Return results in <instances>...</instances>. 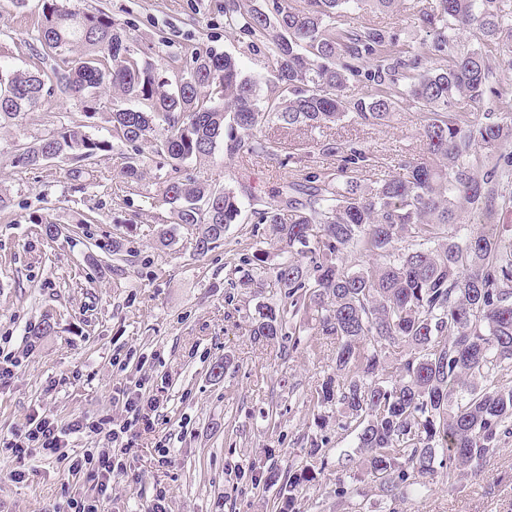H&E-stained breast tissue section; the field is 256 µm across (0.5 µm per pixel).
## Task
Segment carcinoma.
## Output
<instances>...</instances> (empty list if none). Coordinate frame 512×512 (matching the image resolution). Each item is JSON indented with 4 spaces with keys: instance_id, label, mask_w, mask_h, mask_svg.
<instances>
[{
    "instance_id": "obj_1",
    "label": "carcinoma",
    "mask_w": 512,
    "mask_h": 512,
    "mask_svg": "<svg viewBox=\"0 0 512 512\" xmlns=\"http://www.w3.org/2000/svg\"><path fill=\"white\" fill-rule=\"evenodd\" d=\"M395 2L224 0L225 27L271 51L265 94L234 57L208 46L172 58L173 78H163L111 16L41 0L36 41L68 55L66 66L49 75L0 70V122L21 119L56 90L86 104L92 118L97 90L109 82L112 141L63 127L24 147L18 161L88 162L115 141L131 149L124 174L138 181L145 168L139 143L152 142L169 167L159 203L191 231L203 256L240 222L243 202L230 189L181 178L182 163L212 156L223 136L231 157L272 156L276 142L261 133L270 125L316 129L348 117L381 126L405 101L422 107L421 161L366 185L350 175L365 161L352 147L335 176L311 175L307 184L289 186L284 203L251 209L257 223L269 225L281 255L271 287L284 304L263 306L250 337L295 350L303 336L335 337L336 375L322 381L313 408L336 405L346 418L339 428L356 433L366 474L392 503L403 504L440 469L453 487L459 472L480 466L512 434V381H501L512 372V224L464 222L469 210L492 215L512 203V153L492 165L479 153L512 139V112L482 122L457 111L462 102L480 104L493 87L482 49L448 55L460 27L474 28L483 42L496 38L507 24L496 0H438L436 11L423 14L433 63L425 71L395 33L352 21ZM352 80L374 93L346 101ZM406 238L409 244L397 247ZM351 251L377 266L347 267ZM328 455L312 438L288 472H258L263 484L288 488L279 512H294L297 495L315 486Z\"/></svg>"
}]
</instances>
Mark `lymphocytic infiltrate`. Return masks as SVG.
I'll list each match as a JSON object with an SVG mask.
<instances>
[{
	"instance_id": "obj_1",
	"label": "lymphocytic infiltrate",
	"mask_w": 512,
	"mask_h": 512,
	"mask_svg": "<svg viewBox=\"0 0 512 512\" xmlns=\"http://www.w3.org/2000/svg\"><path fill=\"white\" fill-rule=\"evenodd\" d=\"M124 407L132 420L117 429L105 416L95 421L77 416L61 425L48 415H32L15 432L13 439L6 443L5 450L10 457L20 461L35 451L59 460H69L70 472L84 474L92 483L93 493L87 497L69 499L66 512H99L113 478L127 470L125 457L136 440L133 426L151 429L153 421L150 413L156 410L157 405L154 399L134 391L127 393ZM74 434L85 435L91 446L73 457L69 454V438ZM101 437L108 440V447H97L96 442Z\"/></svg>"
}]
</instances>
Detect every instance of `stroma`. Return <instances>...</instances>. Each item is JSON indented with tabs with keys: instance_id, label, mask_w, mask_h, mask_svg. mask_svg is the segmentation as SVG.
<instances>
[{
	"instance_id": "stroma-1",
	"label": "stroma",
	"mask_w": 512,
	"mask_h": 512,
	"mask_svg": "<svg viewBox=\"0 0 512 512\" xmlns=\"http://www.w3.org/2000/svg\"><path fill=\"white\" fill-rule=\"evenodd\" d=\"M81 10H101L130 29L135 46L158 70L189 46L205 45L235 57L244 75L270 77L267 48L224 26V0H71ZM436 0H397L393 9L360 14L361 24L400 33L413 53L425 54L422 14ZM41 20L39 0H0V69L48 72L60 57L40 56L32 44ZM512 44L503 28L486 48L491 84L506 95H486L476 113L512 106V69L500 44ZM112 90L102 85L95 117L77 100L54 94L25 113L18 124L0 127V353L20 364L0 389V439L34 412L67 424L76 416L128 418L121 399L136 389L157 399L152 431L142 433L127 459L128 473L112 482L102 512H145L156 488L168 491V512H273L279 486H255L252 465L286 469L304 455L307 435L327 439L331 449L318 477L320 493L298 498L296 512H389L378 483L357 473L355 493L336 496L338 456L354 451L356 438L336 423L319 425L310 400L335 367L336 342L309 336L296 351L252 342L249 329L260 305L279 300L273 288L244 285L238 266L244 255L265 252L279 261L269 227L244 222L224 234L206 256L195 252L190 231L176 230L170 246L157 242L172 226L158 198L165 169L148 165L142 180L128 182L121 148L99 153L71 179L66 165L39 168L18 161L21 147L65 126H83L97 140H111L106 121ZM422 112L405 102L386 126L343 120L310 132L279 130L276 155L227 156L187 161L182 176L234 190L242 200L278 197L285 185L312 174L336 172L350 147L364 150L356 171L370 184L398 172L400 161L425 155ZM333 152H323L325 144ZM94 222L75 238L45 239L39 224L75 226ZM122 239V264L112 260V241ZM226 363L223 378L210 375ZM171 463L156 462L157 449ZM20 471L21 480L11 479ZM84 476L64 461L33 455L16 461L0 455V512H64L68 498L90 494ZM407 512H512V436L478 472L444 476L419 489Z\"/></svg>"
}]
</instances>
